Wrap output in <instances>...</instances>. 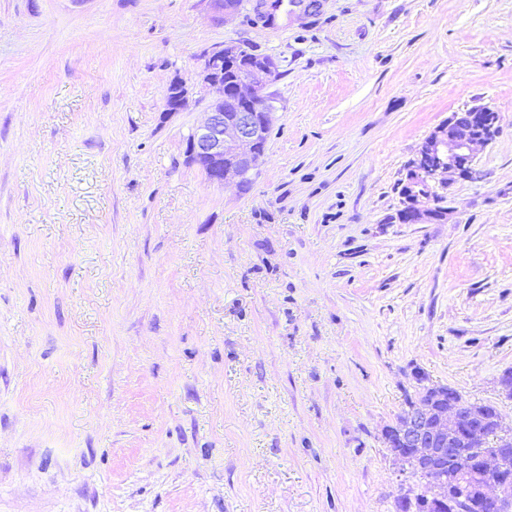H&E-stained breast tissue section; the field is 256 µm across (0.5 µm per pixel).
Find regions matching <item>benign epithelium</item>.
<instances>
[{"label": "benign epithelium", "instance_id": "7a95c632", "mask_svg": "<svg viewBox=\"0 0 512 512\" xmlns=\"http://www.w3.org/2000/svg\"><path fill=\"white\" fill-rule=\"evenodd\" d=\"M240 46L231 45L203 54L201 77L204 85L217 90L208 106L206 120L196 126L186 141L191 164L200 168L216 184L234 181L248 185L264 155L274 115L272 98L267 92L277 79V65L268 58L261 66L248 68L232 85L224 88V61L238 56ZM499 132L498 111L488 104L454 112L423 141L415 157L406 166L401 183L402 224H436L447 221L445 191L448 174L459 179L476 176L475 147L491 143ZM418 397L407 404L394 426L386 427L382 438L386 447L400 451L394 457L402 471L413 464L427 474L431 483L426 512H512V455L499 448H487L489 431L504 440L512 438V428L502 425L499 413L490 417L477 414L468 401L448 398V386L428 383L417 371ZM403 448L412 452L405 454ZM448 456L455 460L458 472L451 478L436 474L432 461Z\"/></svg>", "mask_w": 512, "mask_h": 512}]
</instances>
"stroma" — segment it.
Masks as SVG:
<instances>
[{
    "instance_id": "stroma-1",
    "label": "stroma",
    "mask_w": 512,
    "mask_h": 512,
    "mask_svg": "<svg viewBox=\"0 0 512 512\" xmlns=\"http://www.w3.org/2000/svg\"><path fill=\"white\" fill-rule=\"evenodd\" d=\"M256 2L0 0V512H398L417 370L512 426V0ZM231 44L279 72L244 188L185 154ZM479 104V179L398 223ZM261 19L268 28L276 31H287L293 19L304 12L309 0H261ZM316 1L309 3V9H316ZM463 115V116H462ZM499 132L498 111L488 104L453 112L423 141L415 157L406 166L401 183V224H436L447 221L445 191L448 174L473 179L476 174L475 147L491 143Z\"/></svg>"
}]
</instances>
